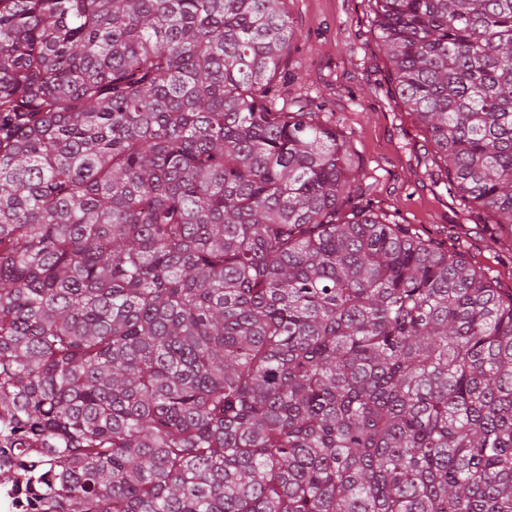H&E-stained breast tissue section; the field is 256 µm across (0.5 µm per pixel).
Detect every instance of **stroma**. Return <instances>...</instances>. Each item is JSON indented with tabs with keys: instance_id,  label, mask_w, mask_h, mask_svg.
<instances>
[{
	"instance_id": "stroma-1",
	"label": "stroma",
	"mask_w": 512,
	"mask_h": 512,
	"mask_svg": "<svg viewBox=\"0 0 512 512\" xmlns=\"http://www.w3.org/2000/svg\"><path fill=\"white\" fill-rule=\"evenodd\" d=\"M299 36L284 63V95L320 97L335 112L359 171V192L417 235L512 291V242L492 215L460 205L430 174L433 146L398 105L367 0H288Z\"/></svg>"
}]
</instances>
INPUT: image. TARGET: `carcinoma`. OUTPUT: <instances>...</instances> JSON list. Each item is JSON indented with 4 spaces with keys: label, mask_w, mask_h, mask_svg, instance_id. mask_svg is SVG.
Instances as JSON below:
<instances>
[{
    "label": "carcinoma",
    "mask_w": 512,
    "mask_h": 512,
    "mask_svg": "<svg viewBox=\"0 0 512 512\" xmlns=\"http://www.w3.org/2000/svg\"><path fill=\"white\" fill-rule=\"evenodd\" d=\"M287 0H0V475L21 512H512V293L281 92ZM512 235V0H370Z\"/></svg>",
    "instance_id": "obj_1"
}]
</instances>
